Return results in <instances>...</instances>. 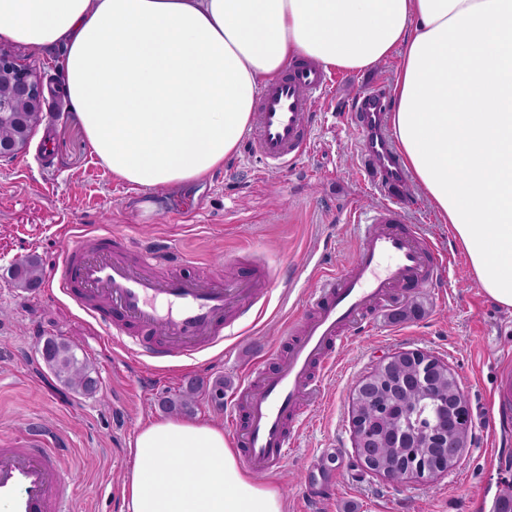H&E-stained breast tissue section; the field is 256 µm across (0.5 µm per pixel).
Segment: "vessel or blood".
Here are the masks:
<instances>
[{
  "label": "vessel or blood",
  "mask_w": 512,
  "mask_h": 512,
  "mask_svg": "<svg viewBox=\"0 0 512 512\" xmlns=\"http://www.w3.org/2000/svg\"><path fill=\"white\" fill-rule=\"evenodd\" d=\"M327 89L326 77L313 64L293 66L263 89L249 132L253 153L274 170L288 169L306 155L315 126L311 107ZM386 109L385 95L374 90L358 98L351 114L365 172L385 202L351 212L359 237L354 256L316 268L318 289L303 314L288 321L296 335L288 351H260L237 386V408L228 425L249 469L267 471L285 463L288 427L314 393L316 371L331 368L337 342L364 328L372 312L389 303L393 289L435 288L446 273V257L406 219L407 176L387 129ZM131 248L119 231L74 236L51 269L49 285L150 366L213 347L225 328L244 321L271 291V278L238 272L221 280L175 271L155 275L144 264L171 263L165 244L145 249L137 263L124 257ZM488 428L512 429L507 362L499 369ZM68 455L59 433L42 420L17 442L1 443L0 512H69Z\"/></svg>",
  "instance_id": "b4317fda"
}]
</instances>
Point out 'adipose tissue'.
<instances>
[{"instance_id": "1", "label": "adipose tissue", "mask_w": 512, "mask_h": 512, "mask_svg": "<svg viewBox=\"0 0 512 512\" xmlns=\"http://www.w3.org/2000/svg\"><path fill=\"white\" fill-rule=\"evenodd\" d=\"M1 40L61 52L93 154L143 189L222 168L293 61L394 62L402 162L484 293L512 309V0H0ZM131 453L123 512H287L220 426L157 420Z\"/></svg>"}]
</instances>
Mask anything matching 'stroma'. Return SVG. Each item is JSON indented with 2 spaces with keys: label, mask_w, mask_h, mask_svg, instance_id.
<instances>
[{
  "label": "stroma",
  "mask_w": 512,
  "mask_h": 512,
  "mask_svg": "<svg viewBox=\"0 0 512 512\" xmlns=\"http://www.w3.org/2000/svg\"><path fill=\"white\" fill-rule=\"evenodd\" d=\"M394 66L333 73V88L314 101L312 151L291 169L274 171L239 143L234 156L201 181L145 190L118 180L93 155L66 97H49L29 148L0 163V437L22 434L30 417L54 424L68 447L71 512H122L123 480L137 433L164 418L161 398L196 380L201 394L188 418L224 425L254 344L276 350L289 341L288 316L316 287L315 263L352 257L358 239L351 209H370L384 195L360 177V135L350 123L358 96L390 86ZM409 218L427 241L453 261L442 289L396 292L363 331L349 336L336 367L316 389L297 429L294 450L279 468L254 473L284 492L288 512H307V491L319 467L334 463L333 498L316 512H494L512 494V447L488 432L496 376L512 353V309L490 299L469 269L449 225L440 223L416 185L404 198ZM111 228L149 244L167 240L195 257L191 271L223 276L227 264L275 278L264 307L237 323L206 352L170 367L137 372L138 356L114 344L63 295L48 287L13 288L17 259L38 256L51 268L72 235ZM47 336L75 343L96 368L100 389L79 396L39 363ZM422 348L455 370L468 396L473 441L460 463L435 482L398 483L373 477L352 449L350 401L357 382L384 355ZM223 383L222 405L210 394ZM338 449L327 460L328 449Z\"/></svg>",
  "instance_id": "obj_1"
}]
</instances>
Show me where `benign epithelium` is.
<instances>
[{"mask_svg": "<svg viewBox=\"0 0 512 512\" xmlns=\"http://www.w3.org/2000/svg\"><path fill=\"white\" fill-rule=\"evenodd\" d=\"M44 73L0 49V161L30 145L44 116ZM404 391L440 401L419 432L378 426L389 419L390 398ZM352 447L363 470L393 482H433L457 466L472 441L469 401L455 371L423 349L396 351L379 359L354 387L350 404ZM424 447L414 466L382 463L380 449Z\"/></svg>", "mask_w": 512, "mask_h": 512, "instance_id": "1", "label": "benign epithelium"}]
</instances>
